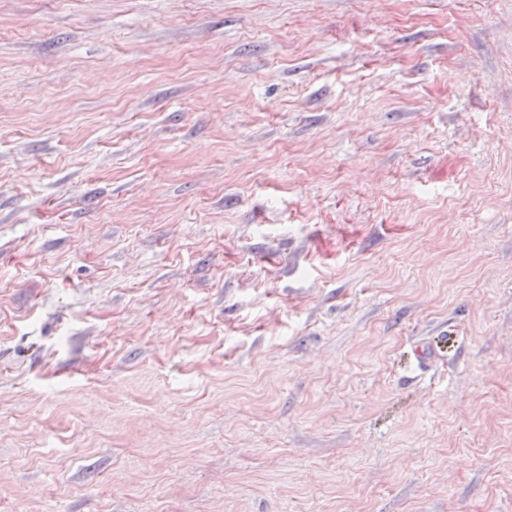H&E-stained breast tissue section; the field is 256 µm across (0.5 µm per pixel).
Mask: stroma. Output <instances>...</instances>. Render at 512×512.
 Wrapping results in <instances>:
<instances>
[{
	"label": "stroma",
	"instance_id": "1",
	"mask_svg": "<svg viewBox=\"0 0 512 512\" xmlns=\"http://www.w3.org/2000/svg\"><path fill=\"white\" fill-rule=\"evenodd\" d=\"M0 512H512V0H0Z\"/></svg>",
	"mask_w": 512,
	"mask_h": 512
}]
</instances>
